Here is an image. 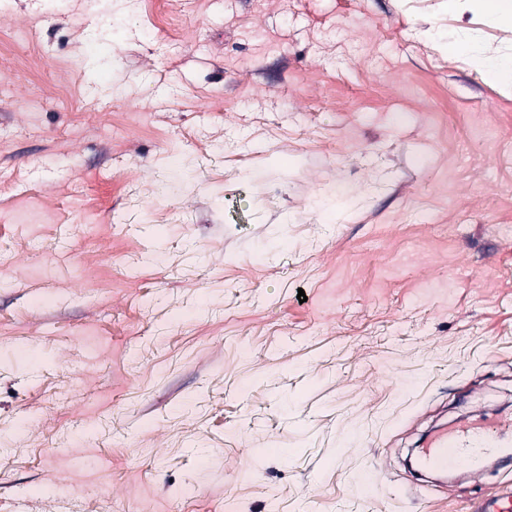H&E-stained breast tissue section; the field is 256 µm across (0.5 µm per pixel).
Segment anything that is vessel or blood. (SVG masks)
<instances>
[{"label": "vessel or blood", "mask_w": 512, "mask_h": 512, "mask_svg": "<svg viewBox=\"0 0 512 512\" xmlns=\"http://www.w3.org/2000/svg\"><path fill=\"white\" fill-rule=\"evenodd\" d=\"M512 438V419L497 421L491 426H469L449 435L437 437L423 452V464L441 468L447 463L462 467L477 466L493 449Z\"/></svg>", "instance_id": "obj_1"}]
</instances>
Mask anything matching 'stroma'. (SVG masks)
<instances>
[{"label":"stroma","mask_w":512,"mask_h":512,"mask_svg":"<svg viewBox=\"0 0 512 512\" xmlns=\"http://www.w3.org/2000/svg\"><path fill=\"white\" fill-rule=\"evenodd\" d=\"M482 57L512 21L478 0H0V512L512 488L411 464L512 417V83Z\"/></svg>","instance_id":"1"}]
</instances>
